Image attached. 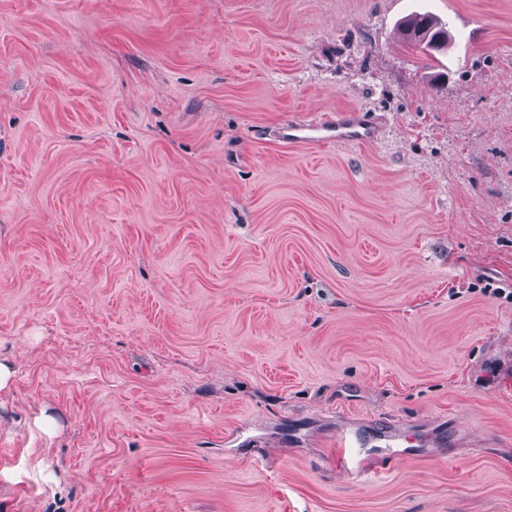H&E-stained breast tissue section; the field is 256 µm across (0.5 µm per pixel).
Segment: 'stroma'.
Listing matches in <instances>:
<instances>
[{"label": "stroma", "mask_w": 512, "mask_h": 512, "mask_svg": "<svg viewBox=\"0 0 512 512\" xmlns=\"http://www.w3.org/2000/svg\"><path fill=\"white\" fill-rule=\"evenodd\" d=\"M0 360V512H512V0H0ZM407 23L415 25V27H422L431 33V37L426 42L424 41L425 35L420 36L421 39L412 40L410 45L419 50L437 48L438 46L448 42V29L445 23L442 24L440 20L430 14H418L409 20ZM406 23V24H407ZM438 38L437 41L435 39ZM440 41V44H438ZM378 129L375 122L360 110H347L335 117H323L309 122L288 121L279 129L280 140L287 145L312 143L355 142L373 143ZM365 441L358 431H344L336 438V465L348 469H355L360 477L373 480L383 474L380 465L366 463L361 458L360 448H364Z\"/></svg>", "instance_id": "obj_1"}]
</instances>
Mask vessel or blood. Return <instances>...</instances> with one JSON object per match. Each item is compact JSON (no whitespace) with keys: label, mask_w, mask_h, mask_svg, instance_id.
I'll use <instances>...</instances> for the list:
<instances>
[{"label":"vessel or blood","mask_w":512,"mask_h":512,"mask_svg":"<svg viewBox=\"0 0 512 512\" xmlns=\"http://www.w3.org/2000/svg\"><path fill=\"white\" fill-rule=\"evenodd\" d=\"M377 135L375 122L356 109L309 122L291 121L279 129L280 140L290 146L331 142L369 144L375 141ZM364 445L365 441L359 432H341L336 438V463L345 469H355L363 479L372 480L379 477L383 469L362 459L361 450Z\"/></svg>","instance_id":"obj_1"}]
</instances>
